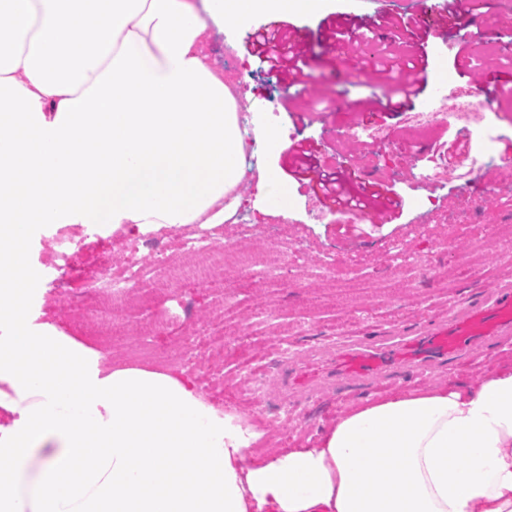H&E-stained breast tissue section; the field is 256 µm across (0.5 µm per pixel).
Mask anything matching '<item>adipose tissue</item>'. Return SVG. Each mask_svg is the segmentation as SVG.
Instances as JSON below:
<instances>
[{
	"instance_id": "ef3b65f1",
	"label": "adipose tissue",
	"mask_w": 512,
	"mask_h": 512,
	"mask_svg": "<svg viewBox=\"0 0 512 512\" xmlns=\"http://www.w3.org/2000/svg\"><path fill=\"white\" fill-rule=\"evenodd\" d=\"M228 14L226 0H0V512H512V361L257 452L263 432L186 370L30 315L31 225L147 235L233 215L247 144L205 36Z\"/></svg>"
}]
</instances>
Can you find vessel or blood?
I'll list each match as a JSON object with an SVG mask.
<instances>
[{"instance_id":"vessel-or-blood-1","label":"vessel or blood","mask_w":512,"mask_h":512,"mask_svg":"<svg viewBox=\"0 0 512 512\" xmlns=\"http://www.w3.org/2000/svg\"><path fill=\"white\" fill-rule=\"evenodd\" d=\"M512 8V0H402V13L418 22L433 17L443 29L458 35L466 25L488 26L496 13ZM439 60L420 49L417 65L407 78L413 89H424ZM512 342V285L484 291L478 304H450L432 325L400 333L379 342L346 338L336 343L337 391L379 388L402 370L428 378L438 372L456 373L470 367L478 352Z\"/></svg>"}]
</instances>
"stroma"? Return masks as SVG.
<instances>
[{
    "mask_svg": "<svg viewBox=\"0 0 512 512\" xmlns=\"http://www.w3.org/2000/svg\"><path fill=\"white\" fill-rule=\"evenodd\" d=\"M371 0H297L287 14L253 13L239 23L227 18L223 28H209L208 54L212 67H224L226 56L237 66L231 78L240 95L261 115V124L281 130L284 138L278 152H263L261 166L276 171L291 192L288 216L265 215L255 209L256 176L246 177L238 190L244 202L231 220L221 224L218 238L224 245L243 251L266 252L279 239L294 247L298 260L280 261V280L262 283L243 275L238 264L224 263V280L234 296L223 301L220 293L205 288L174 289L175 271L159 269L149 252L141 258L150 270L147 285L139 295L122 300L102 296L98 310L115 322L116 337L105 338L112 356L127 362L141 361L129 334L139 326L150 329L149 352L156 357L181 362L180 345L189 336L195 320L212 308H222L224 332L236 337L235 346L224 351V385L206 388L207 397L225 410L243 415L249 424L269 430L281 448L292 447L296 436L320 433L347 406L361 399L356 392L324 391L309 397L300 388L281 391L279 379L292 366H302L313 350L326 347L339 335L362 336L374 341L391 329L414 331L437 318L453 301L476 298L494 287L507 270L496 261L511 251L512 238L498 229L512 226V91L502 93V80L512 76V62L485 64L470 60L459 70L461 42L429 37L428 45L440 65L429 72L426 86L412 102L420 108L440 84H473L479 99L491 107L498 129L493 152L476 180H465L454 167H446L440 182L423 183L417 178L432 159H452L458 140L455 129L444 130L434 144L411 145L367 143L353 145L339 163L354 173L356 186L374 182L394 209L378 207L358 223L347 219L319 222L310 210L315 197L308 180L293 172L292 149L307 146L316 156L335 155L336 133L351 116L366 124L399 129L401 116L383 111L387 101L397 99L403 86L404 68L386 62L369 64L352 47L367 37L364 29L351 31L340 41L328 33L336 16L350 12H374ZM292 26L303 48L305 81L268 70L248 44L251 33L272 24ZM58 231L54 224L32 225L26 251L28 268L38 280L30 292L32 306H39L54 272L45 264ZM123 239L111 225L92 224L80 229L74 246L77 269L67 280L73 293L86 283L81 268L96 264L104 254L122 261ZM479 250L480 266L461 268L459 254ZM338 269L335 280L315 277L313 265ZM293 346V357L281 360L282 344ZM266 379L264 392L269 405L286 401L297 407L296 433L270 430L265 414L252 413L247 370Z\"/></svg>",
    "mask_w": 512,
    "mask_h": 512,
    "instance_id": "35a3bbf8",
    "label": "stroma"
}]
</instances>
